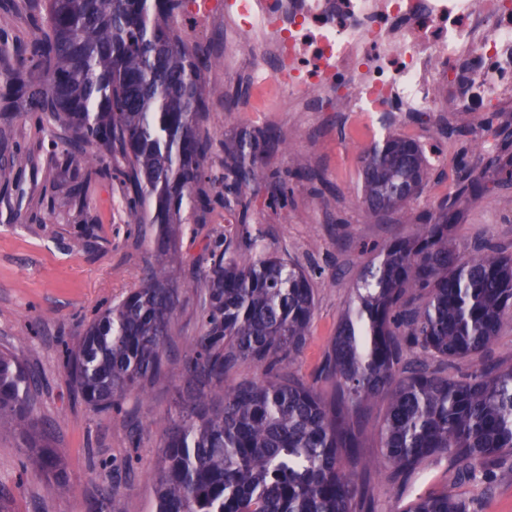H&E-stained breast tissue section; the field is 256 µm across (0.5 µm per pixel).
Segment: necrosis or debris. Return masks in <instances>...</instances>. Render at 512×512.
<instances>
[{
    "mask_svg": "<svg viewBox=\"0 0 512 512\" xmlns=\"http://www.w3.org/2000/svg\"><path fill=\"white\" fill-rule=\"evenodd\" d=\"M231 14L277 55L289 94L340 112H480L512 96V0H243Z\"/></svg>",
    "mask_w": 512,
    "mask_h": 512,
    "instance_id": "obj_1",
    "label": "necrosis or debris"
}]
</instances>
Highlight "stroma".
<instances>
[{"label": "stroma", "mask_w": 512, "mask_h": 512, "mask_svg": "<svg viewBox=\"0 0 512 512\" xmlns=\"http://www.w3.org/2000/svg\"><path fill=\"white\" fill-rule=\"evenodd\" d=\"M180 30L187 43L218 55L231 35L220 13L181 20ZM258 69L276 74L278 62L272 57L254 62L244 44L210 72L206 126L214 145L207 170L222 174L226 145L244 132L271 128L283 144L263 157L266 173L286 177L299 156L314 177L289 179L283 205L271 183H260L244 216L219 206L205 213L185 211L182 262L171 270L180 302L165 346L164 372L107 413L89 410L64 368V357L77 350L96 313L143 286L147 267L158 258L155 235L150 225L132 223L124 187L115 177L117 159L105 157L101 172L88 176L87 165L70 159L64 145L56 143L60 129L55 121L37 118L23 105L13 107L9 150L14 168L8 189L0 188V349H16L38 374L34 413L61 451L75 487L73 495L57 496L38 471L24 466L19 433L1 435L0 494L11 498L15 512H96L101 493L110 488L122 497L125 512H154L152 472L162 444L157 422L187 392L189 358L200 334L203 290L196 273L209 250L223 244L240 223H247L268 251L311 274L315 312L292 369L327 396L334 383L322 374V365L365 265L379 248L414 231L401 213L376 216L361 204L360 152L388 131L429 148L428 183L410 204L417 215L455 190L465 169L481 170L487 153L512 156V99L498 104L489 132L483 117L470 112H432L383 132L327 105L301 111L284 91L258 109L249 86ZM461 209L453 232L457 242L484 241L512 254V185L467 198ZM386 410V400H376L361 419L366 438L355 473L369 480L373 512H403L415 498L447 490L473 498L481 512H512V455L498 462L489 484L460 482L456 465L447 460L424 463L404 482L391 469L376 466Z\"/></svg>", "instance_id": "35a3bbf8"}]
</instances>
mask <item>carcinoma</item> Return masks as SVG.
<instances>
[{"instance_id": "1", "label": "carcinoma", "mask_w": 512, "mask_h": 512, "mask_svg": "<svg viewBox=\"0 0 512 512\" xmlns=\"http://www.w3.org/2000/svg\"><path fill=\"white\" fill-rule=\"evenodd\" d=\"M186 2L48 0L45 16L29 8L41 36L13 48L0 43V112L23 102L52 118L90 175L102 155L85 147L121 157L134 222L156 225L160 259L146 284L94 318L66 360L96 413L162 373L179 300L169 269L181 262L185 208L216 202L247 213L254 187L267 179L260 158L280 144L272 129L245 133L227 148L224 173H206L213 140L201 133L205 86L221 61L182 38L175 21ZM16 9V0H0V36ZM361 167L362 203L376 215L407 212L408 193H420L428 180L425 148L394 133L363 151ZM511 179L512 160L488 159L412 237L367 264L325 361L339 391L330 401L282 367L309 337L315 298L308 273L256 238L245 260L230 243L212 249L195 344L201 388L160 423L155 512H371L344 460H358V411L378 397L388 401L378 455L395 476L449 459L464 481L488 478V466L512 454V365L484 357L512 315V254L486 242L462 249L452 229L468 196ZM407 347L446 361L468 358L470 371L453 380L427 360L405 363ZM247 359L265 367L263 378L226 384ZM38 385L16 352H0V433L22 430L27 464L64 495L71 483L62 456L34 415ZM97 512H124L118 494L104 491ZM405 512L479 508L446 491L417 497Z\"/></svg>"}]
</instances>
